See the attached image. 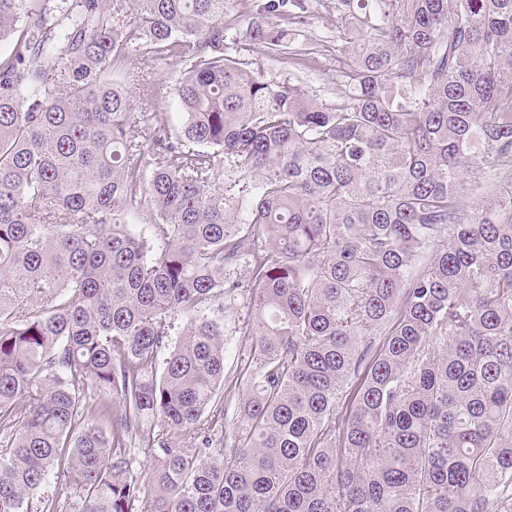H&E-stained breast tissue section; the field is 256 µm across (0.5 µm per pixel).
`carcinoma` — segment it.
<instances>
[{"label": "carcinoma", "instance_id": "cac0c4a2", "mask_svg": "<svg viewBox=\"0 0 512 512\" xmlns=\"http://www.w3.org/2000/svg\"><path fill=\"white\" fill-rule=\"evenodd\" d=\"M224 3L0 0V512H512V0H336L333 103ZM140 62L141 64L136 66L142 69L139 75H143V80L140 81L144 86L141 99L148 111L163 112L172 127L180 126L183 122V111L173 94L171 83L166 78L167 74L176 67L174 59H148ZM246 309L239 311V318L225 317L224 316V343H225V358L226 361L231 363L238 351V345L243 339L240 335L238 328L242 327V319L245 316ZM239 319V321H238Z\"/></svg>", "mask_w": 512, "mask_h": 512}]
</instances>
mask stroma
<instances>
[{
	"label": "stroma",
	"mask_w": 512,
	"mask_h": 512,
	"mask_svg": "<svg viewBox=\"0 0 512 512\" xmlns=\"http://www.w3.org/2000/svg\"><path fill=\"white\" fill-rule=\"evenodd\" d=\"M261 0H227L224 8L227 53L244 60L251 70L267 79L288 82L300 80L309 90L328 103L334 102L343 89L338 60L342 56V23L334 8L335 0H315L305 22L297 25L300 40L309 42L313 52L304 65L288 56H274L261 43H246L245 34L257 16ZM143 90L141 98L149 111L164 113L171 126L183 122L181 106L167 79L174 67L173 59H149L141 62Z\"/></svg>",
	"instance_id": "obj_1"
}]
</instances>
